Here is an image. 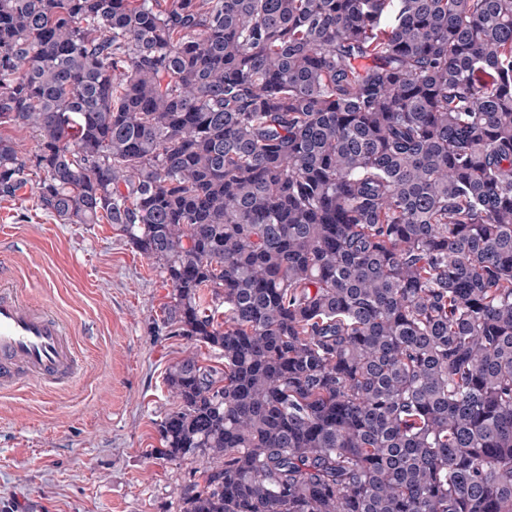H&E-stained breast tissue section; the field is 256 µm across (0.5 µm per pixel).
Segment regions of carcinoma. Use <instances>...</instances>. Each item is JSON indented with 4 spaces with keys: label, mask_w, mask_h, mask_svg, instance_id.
I'll use <instances>...</instances> for the list:
<instances>
[{
    "label": "carcinoma",
    "mask_w": 512,
    "mask_h": 512,
    "mask_svg": "<svg viewBox=\"0 0 512 512\" xmlns=\"http://www.w3.org/2000/svg\"><path fill=\"white\" fill-rule=\"evenodd\" d=\"M1 128L172 288L182 512H512V0H0Z\"/></svg>",
    "instance_id": "1"
}]
</instances>
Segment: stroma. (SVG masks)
Listing matches in <instances>:
<instances>
[{
	"instance_id": "1",
	"label": "stroma",
	"mask_w": 512,
	"mask_h": 512,
	"mask_svg": "<svg viewBox=\"0 0 512 512\" xmlns=\"http://www.w3.org/2000/svg\"><path fill=\"white\" fill-rule=\"evenodd\" d=\"M0 275L61 317L82 362L63 388L0 396V512H181L195 468L154 452L164 382L188 342L163 328L172 289L107 221L63 224L32 190L0 196Z\"/></svg>"
}]
</instances>
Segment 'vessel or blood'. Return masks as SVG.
I'll list each match as a JSON object with an SVG mask.
<instances>
[{
	"label": "vessel or blood",
	"mask_w": 512,
	"mask_h": 512,
	"mask_svg": "<svg viewBox=\"0 0 512 512\" xmlns=\"http://www.w3.org/2000/svg\"><path fill=\"white\" fill-rule=\"evenodd\" d=\"M80 364L59 318L27 302L13 286L0 284V394L27 381L67 385Z\"/></svg>",
	"instance_id": "b4317fda"
}]
</instances>
